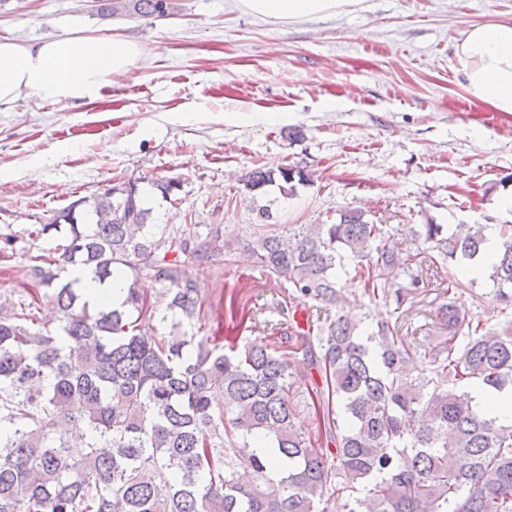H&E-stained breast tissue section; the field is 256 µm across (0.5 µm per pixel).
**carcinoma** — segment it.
Masks as SVG:
<instances>
[{"label":"carcinoma","mask_w":512,"mask_h":512,"mask_svg":"<svg viewBox=\"0 0 512 512\" xmlns=\"http://www.w3.org/2000/svg\"><path fill=\"white\" fill-rule=\"evenodd\" d=\"M160 0H108L101 11L153 19ZM311 183L298 165L256 167L253 191L283 197ZM140 187L128 181L71 202L29 232H63L57 256H29L33 287L0 301V512H512V426L479 413L461 390L512 386V321L487 329L448 292L428 299L417 255L390 242L360 209L332 224H260L247 251L296 298L341 302L344 258L369 297L395 288L430 306L448 337L432 347L338 314L295 333L303 358L261 337L223 346L197 336L201 288L188 271L220 248L206 237L150 224ZM487 224H420L413 235L442 261L466 264ZM490 278L501 310L512 307V227L499 229ZM98 281L128 282L118 308H89L75 267ZM157 285L139 287L143 270ZM47 297L60 314L51 331L33 310ZM169 331L149 337L133 316ZM423 354L425 369L415 372ZM318 371L319 426L296 422L290 392L301 363ZM334 448H329V445Z\"/></svg>","instance_id":"carcinoma-1"}]
</instances>
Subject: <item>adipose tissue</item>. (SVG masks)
Segmentation results:
<instances>
[{
  "label": "adipose tissue",
  "mask_w": 512,
  "mask_h": 512,
  "mask_svg": "<svg viewBox=\"0 0 512 512\" xmlns=\"http://www.w3.org/2000/svg\"><path fill=\"white\" fill-rule=\"evenodd\" d=\"M360 0H239L245 12L278 21L300 22L336 16ZM140 46L122 36L44 40L35 44L0 41V104L24 97L90 99L112 77L127 74ZM458 71L468 91L499 112L512 113V19L471 27L456 45ZM89 307H117L127 284L116 276L98 283L90 271H76ZM471 405L512 424V390L482 384L467 387Z\"/></svg>",
  "instance_id": "ef3b65f1"
}]
</instances>
